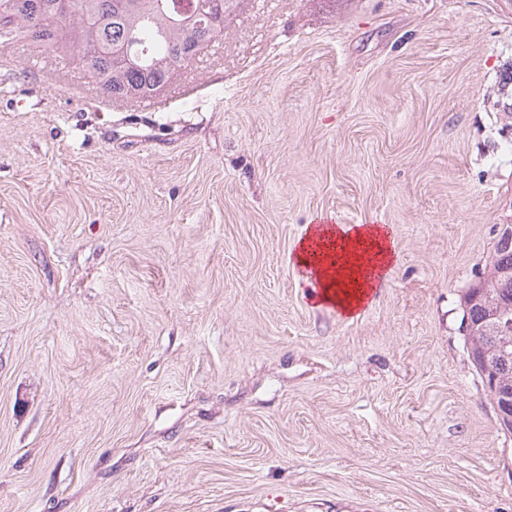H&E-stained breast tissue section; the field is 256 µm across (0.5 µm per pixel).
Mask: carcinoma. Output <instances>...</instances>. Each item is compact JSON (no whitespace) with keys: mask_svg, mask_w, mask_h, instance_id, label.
<instances>
[{"mask_svg":"<svg viewBox=\"0 0 512 512\" xmlns=\"http://www.w3.org/2000/svg\"><path fill=\"white\" fill-rule=\"evenodd\" d=\"M192 0H0V47L16 41L70 55L102 94L149 98L188 63L189 51L209 29L224 32L230 0L182 16ZM468 357L480 375L493 374L488 389L500 427L504 393L512 390V225L501 229L487 277L463 295Z\"/></svg>","mask_w":512,"mask_h":512,"instance_id":"obj_1","label":"carcinoma"}]
</instances>
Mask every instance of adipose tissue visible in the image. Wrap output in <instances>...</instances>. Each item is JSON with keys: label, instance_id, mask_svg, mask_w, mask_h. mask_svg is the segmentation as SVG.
<instances>
[{"label": "adipose tissue", "instance_id": "adipose-tissue-1", "mask_svg": "<svg viewBox=\"0 0 512 512\" xmlns=\"http://www.w3.org/2000/svg\"><path fill=\"white\" fill-rule=\"evenodd\" d=\"M292 258L316 280L317 302L350 316L370 299L394 260V247L389 234L377 226L336 224L327 230L312 226Z\"/></svg>", "mask_w": 512, "mask_h": 512}]
</instances>
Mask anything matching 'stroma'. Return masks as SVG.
Here are the masks:
<instances>
[{
    "instance_id": "obj_1",
    "label": "stroma",
    "mask_w": 512,
    "mask_h": 512,
    "mask_svg": "<svg viewBox=\"0 0 512 512\" xmlns=\"http://www.w3.org/2000/svg\"><path fill=\"white\" fill-rule=\"evenodd\" d=\"M0 48V512H512L460 298L512 224V0H234L155 101ZM387 228L356 316L288 261Z\"/></svg>"
}]
</instances>
